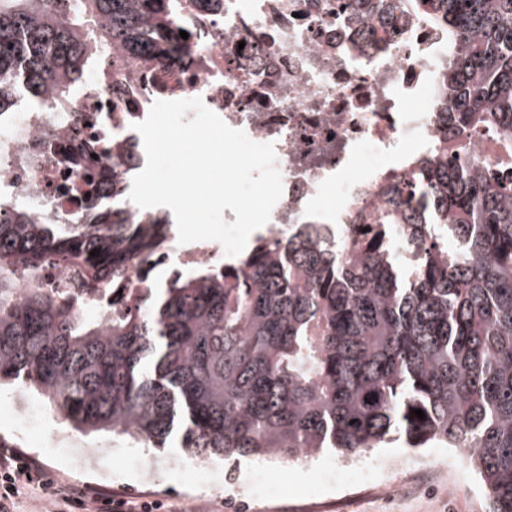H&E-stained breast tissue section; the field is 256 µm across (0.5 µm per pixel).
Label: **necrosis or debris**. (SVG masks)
Instances as JSON below:
<instances>
[{"instance_id": "obj_1", "label": "necrosis or debris", "mask_w": 512, "mask_h": 512, "mask_svg": "<svg viewBox=\"0 0 512 512\" xmlns=\"http://www.w3.org/2000/svg\"><path fill=\"white\" fill-rule=\"evenodd\" d=\"M340 0H166L191 52L155 62L113 46L71 97L49 108L16 100L0 113V200L28 208L34 223L91 224L93 212L75 196L86 191L82 157L99 170L118 167L119 187L100 195L137 214L129 200L146 155L136 123L159 100L202 98L229 126L257 143H274L283 194L260 234L283 240L317 233L342 259L359 260L353 246L384 211L392 183L413 180L415 158L442 160L437 147L450 135L439 109L440 74L448 63V28L436 17L407 9L392 26L349 11ZM391 255L412 270L421 255V228L385 227ZM221 243L179 244L169 237L160 255L130 267L131 287L151 293L169 270L228 264ZM46 286L69 285L78 307L92 313L112 305V291L86 295L70 267L45 266ZM461 452L404 462V479L359 467L354 481L373 498L388 499L430 484L458 485L449 475Z\"/></svg>"}]
</instances>
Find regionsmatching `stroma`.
Listing matches in <instances>:
<instances>
[{
	"label": "stroma",
	"instance_id": "35a3bbf8",
	"mask_svg": "<svg viewBox=\"0 0 512 512\" xmlns=\"http://www.w3.org/2000/svg\"><path fill=\"white\" fill-rule=\"evenodd\" d=\"M28 406L34 415L31 425L16 421L19 406ZM5 437L16 451L38 460L59 481L85 484L127 498L150 496L171 502L202 506L203 512H235L224 487L226 467L222 461L211 463L212 477H200L192 485L184 481L186 467L194 459L180 448L166 450L131 447L125 437L109 432L85 433L62 418L34 392L24 386L0 388V437ZM93 450L92 461H84L81 450ZM149 458L156 466L152 479H144L138 467L130 464L133 455ZM335 466L336 484L326 487L319 474L326 466ZM349 459L324 450L307 461H265L269 483L276 485V503L266 498L250 500L248 512H303L305 506L334 500L350 480ZM461 493L448 498L444 489L427 488L396 497L383 505L374 500L350 499L341 512H485V500L471 466L459 475Z\"/></svg>",
	"mask_w": 512,
	"mask_h": 512
}]
</instances>
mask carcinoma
Segmentation results:
<instances>
[{
    "instance_id": "carcinoma-1",
    "label": "carcinoma",
    "mask_w": 512,
    "mask_h": 512,
    "mask_svg": "<svg viewBox=\"0 0 512 512\" xmlns=\"http://www.w3.org/2000/svg\"><path fill=\"white\" fill-rule=\"evenodd\" d=\"M410 2L448 24L449 160L417 161L380 224H451L411 277L383 258L382 232L343 261L309 238L259 239L234 264L174 273L141 298L135 259L169 224L0 218V384L21 381L76 429L199 459L348 456L397 434L406 447L468 452L487 505L512 512V175L469 154L482 130L512 152V0H353L384 20ZM165 0H0V109L19 87L64 99L114 42L150 61L190 49ZM99 250V255L90 252ZM54 259L123 294L91 318L39 282ZM420 409L419 419L412 410Z\"/></svg>"
}]
</instances>
